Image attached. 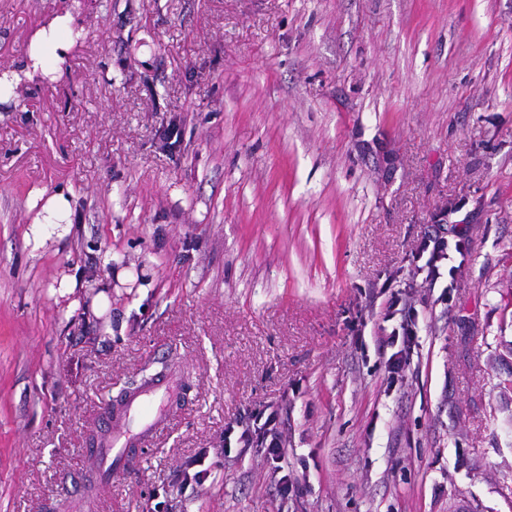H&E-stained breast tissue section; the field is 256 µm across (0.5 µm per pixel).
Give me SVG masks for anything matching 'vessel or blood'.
I'll list each match as a JSON object with an SVG mask.
<instances>
[{"instance_id": "b4317fda", "label": "vessel or blood", "mask_w": 512, "mask_h": 512, "mask_svg": "<svg viewBox=\"0 0 512 512\" xmlns=\"http://www.w3.org/2000/svg\"><path fill=\"white\" fill-rule=\"evenodd\" d=\"M176 395L177 378L169 373L133 391L116 408L105 409V420L114 422L115 427L103 431L92 450L100 479H111L116 470L136 466L138 459L133 446L164 422L167 408Z\"/></svg>"}]
</instances>
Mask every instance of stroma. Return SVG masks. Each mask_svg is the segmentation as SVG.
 <instances>
[{"instance_id": "35a3bbf8", "label": "stroma", "mask_w": 512, "mask_h": 512, "mask_svg": "<svg viewBox=\"0 0 512 512\" xmlns=\"http://www.w3.org/2000/svg\"><path fill=\"white\" fill-rule=\"evenodd\" d=\"M65 15L82 40L22 75ZM11 72L0 512H512V0H0ZM433 224L466 251L432 285ZM170 370L167 428L98 484L103 406ZM271 414L285 498L239 442ZM44 212V222H37V224H58L60 221L68 219L71 214V202L69 197L62 191L52 194L44 206ZM401 304V308H398ZM396 313L401 315L399 327L402 331V348L394 352L388 359L389 365L393 371H397L403 367L407 359V352L410 350L417 335L415 329L412 327L411 319H407L406 317V302H403L402 298L399 296H393L390 301H388L385 318L390 320Z\"/></svg>"}]
</instances>
